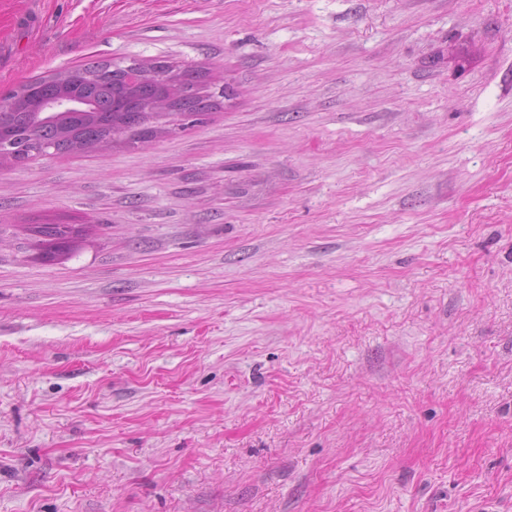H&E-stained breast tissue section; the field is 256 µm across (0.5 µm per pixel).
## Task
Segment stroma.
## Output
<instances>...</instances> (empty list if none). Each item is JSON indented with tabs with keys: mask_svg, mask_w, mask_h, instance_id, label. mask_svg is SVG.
I'll list each match as a JSON object with an SVG mask.
<instances>
[{
	"mask_svg": "<svg viewBox=\"0 0 512 512\" xmlns=\"http://www.w3.org/2000/svg\"><path fill=\"white\" fill-rule=\"evenodd\" d=\"M129 59L212 109L0 167V512H512V0H0Z\"/></svg>",
	"mask_w": 512,
	"mask_h": 512,
	"instance_id": "1",
	"label": "stroma"
}]
</instances>
